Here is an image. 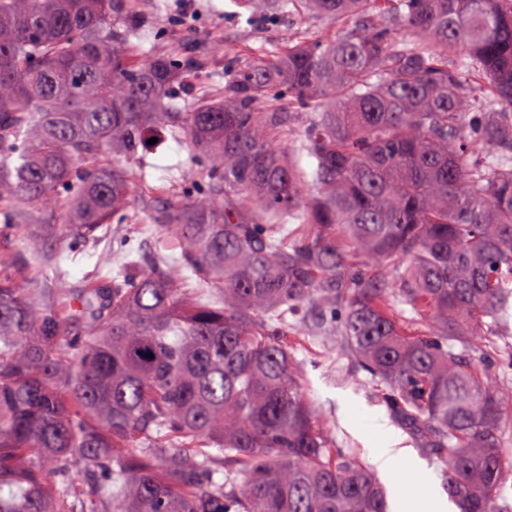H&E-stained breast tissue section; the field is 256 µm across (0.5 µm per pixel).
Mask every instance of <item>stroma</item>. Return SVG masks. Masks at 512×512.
I'll list each match as a JSON object with an SVG mask.
<instances>
[{
  "mask_svg": "<svg viewBox=\"0 0 512 512\" xmlns=\"http://www.w3.org/2000/svg\"><path fill=\"white\" fill-rule=\"evenodd\" d=\"M143 19L141 44L160 53H175L188 48L198 51V63L185 77L186 93L197 98L215 92L212 72L222 69L223 56L208 53L210 44H222L226 54L248 53L265 46L276 52L290 33L314 38L329 31L325 20L310 16L300 7L273 11L265 25L249 22L246 10H233L230 0H136ZM191 147L182 138H163L146 157L147 183L158 188L169 184L174 175L189 170ZM132 239L146 253L154 254L161 246L156 234L143 224H116L101 241L79 250L46 238L37 224L16 225L0 248L12 251L17 259L29 264L33 287L47 284L39 263L41 250L52 248L60 255L70 287L88 283L98 263L112 258L120 239ZM288 356L298 371V385L312 408L327 420L339 447L369 460L370 451L382 444L378 424H386L400 447L416 456L433 472H441L438 458L419 448L399 426L393 425L386 405L372 391L370 376L343 350L338 337L310 325L307 319L291 321L288 327Z\"/></svg>",
  "mask_w": 512,
  "mask_h": 512,
  "instance_id": "1",
  "label": "stroma"
}]
</instances>
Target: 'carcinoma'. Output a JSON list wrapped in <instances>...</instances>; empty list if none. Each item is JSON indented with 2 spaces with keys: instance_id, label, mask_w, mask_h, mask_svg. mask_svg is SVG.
<instances>
[{
  "instance_id": "carcinoma-1",
  "label": "carcinoma",
  "mask_w": 512,
  "mask_h": 512,
  "mask_svg": "<svg viewBox=\"0 0 512 512\" xmlns=\"http://www.w3.org/2000/svg\"><path fill=\"white\" fill-rule=\"evenodd\" d=\"M301 2L345 29L214 44L224 95L191 100L131 0H0V237L96 241L136 209L179 249L126 241L84 288L0 253V512H389L295 380L283 337L313 304L460 512H506L512 391L454 345L512 303V0ZM164 130L202 181L147 194L131 162Z\"/></svg>"
}]
</instances>
